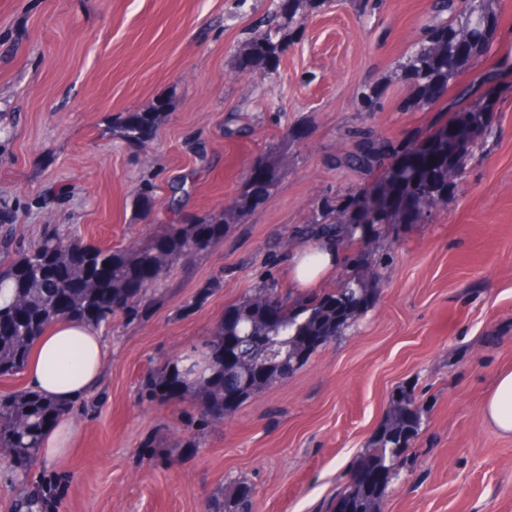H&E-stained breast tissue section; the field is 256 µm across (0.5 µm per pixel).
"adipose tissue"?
<instances>
[{"mask_svg":"<svg viewBox=\"0 0 512 512\" xmlns=\"http://www.w3.org/2000/svg\"><path fill=\"white\" fill-rule=\"evenodd\" d=\"M338 256L326 243L315 242L291 257L288 273L299 290L320 286L335 272ZM105 364L102 336L91 326L61 319L37 341L26 367L33 390L70 406L99 383ZM485 420L501 435L512 437V371L501 373L488 394Z\"/></svg>","mask_w":512,"mask_h":512,"instance_id":"obj_1","label":"adipose tissue"}]
</instances>
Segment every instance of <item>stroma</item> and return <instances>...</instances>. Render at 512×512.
Instances as JSON below:
<instances>
[{
	"label": "stroma",
	"mask_w": 512,
	"mask_h": 512,
	"mask_svg": "<svg viewBox=\"0 0 512 512\" xmlns=\"http://www.w3.org/2000/svg\"><path fill=\"white\" fill-rule=\"evenodd\" d=\"M431 2L307 0L275 58L242 72L236 53L276 0H0V219L17 241L53 224L92 247H140L222 216L258 159L276 168L270 196L175 265L146 318L99 327L105 370L71 415L78 442L35 474L53 512H200L238 478L252 512H331L401 391L421 426L380 512H512V437L482 415L512 370V73L457 188L429 223L381 225L370 245L392 259L370 304L287 382L204 426L193 393L159 405L142 391L264 283L291 288L289 257L306 244L295 229L320 198L384 177L337 170L348 129L399 144L450 119L441 100L404 107L414 90L398 65ZM495 10V52L470 77L512 52V0ZM365 84L376 111L355 107ZM155 107L147 146L118 136Z\"/></svg>",
	"instance_id": "1"
}]
</instances>
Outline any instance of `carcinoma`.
<instances>
[{
  "label": "carcinoma",
  "instance_id": "cac0c4a2",
  "mask_svg": "<svg viewBox=\"0 0 512 512\" xmlns=\"http://www.w3.org/2000/svg\"><path fill=\"white\" fill-rule=\"evenodd\" d=\"M496 0H433L429 18L401 72L417 91V101L430 104L449 90L458 88L448 103L453 107L472 96V85L460 86L477 57L491 52L496 27L485 26L497 17ZM280 15L269 16L260 30L243 45L242 68L269 60L278 48L282 26ZM354 102L361 112H374L378 93L367 86L358 88ZM496 98L479 95L461 106L456 130L429 137L427 152L417 155L401 169L391 198L380 207H354L352 197L338 195L321 202L320 214L298 233L312 240H326L351 250L348 260L364 275L341 280L339 287L303 300L284 293L274 283L255 290L238 305L228 309L210 336L194 345L209 369L191 377L160 370L143 381L147 398L167 402L183 388L194 389L202 400L200 420L211 423L224 419L237 406L263 389L247 382L244 369L260 360L266 350L281 356L273 375L290 376L319 346L337 335L336 327L366 304L367 281L378 276L386 261L384 254L368 248L377 224H423L431 218L432 207L448 199V192L463 177L473 156L476 139L493 131ZM157 112H136L119 127L129 142L141 144L144 127L155 126ZM354 149L336 157V168L368 172L374 169L360 145L381 158H402L414 145H396L370 127L348 132ZM248 179L231 212H243L270 194L275 183L272 169L262 162ZM191 227L177 224L144 247L131 250L92 248L76 237L57 230L44 233L34 243L17 249L7 266L10 284L0 281V376L20 373L45 330L67 318L98 327L118 313L129 320L149 312L148 293L173 266L186 262L211 247L192 238ZM276 299L273 319H268L261 298ZM389 425L374 446L359 459L354 476L336 495L333 512H378L380 499L390 481L399 475L408 459L410 444L418 434L420 419L412 401L402 396L393 401ZM72 411L32 390L0 394V457L11 465L20 487L14 512H48L51 501L40 487L29 483L38 464V450L44 432ZM253 488L239 480L224 498L208 504V512H252Z\"/></svg>",
  "mask_w": 512,
  "mask_h": 512
}]
</instances>
